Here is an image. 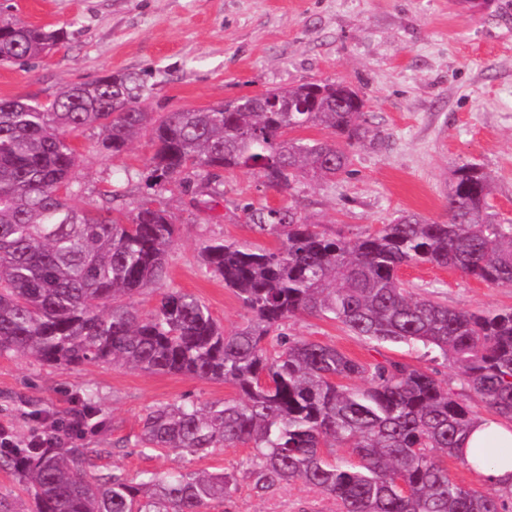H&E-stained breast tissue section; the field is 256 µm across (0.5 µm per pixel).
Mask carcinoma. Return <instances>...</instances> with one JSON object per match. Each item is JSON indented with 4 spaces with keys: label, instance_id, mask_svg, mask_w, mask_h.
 Returning <instances> with one entry per match:
<instances>
[{
    "label": "carcinoma",
    "instance_id": "obj_1",
    "mask_svg": "<svg viewBox=\"0 0 512 512\" xmlns=\"http://www.w3.org/2000/svg\"><path fill=\"white\" fill-rule=\"evenodd\" d=\"M69 36L1 17L0 62L29 65ZM148 93L140 75L117 71L49 101L0 99V355L232 384L234 399L150 410L135 446L199 455L250 444L247 474L258 496L301 481L340 512H512L511 484L479 492L448 476L443 458L477 471L499 449L466 457L462 441L481 418L435 373L361 363L286 332L289 319L306 314L370 340L421 346L451 361L469 391L512 421V308L451 309L417 296L399 275L430 263L512 286V222L493 211L490 176L473 164L454 169L446 223L403 214L352 239L325 236L292 205L246 203L244 222L279 247L217 240L201 256L238 294L247 322L227 334L200 298L179 290L142 315L131 299L166 279L178 235L166 199L172 184L198 210L224 198L225 170H255L264 186L294 190L310 176L346 172L369 133L364 99L342 82H303L157 118L142 107ZM89 127L114 157L150 135L151 193L126 212L72 202L80 188L71 136ZM314 127L346 147L293 136ZM94 414L89 395L68 418L32 404L26 417L53 433L0 447V466L30 484L35 512H203L236 492L232 473L167 471L138 483L92 473L87 449L71 442Z\"/></svg>",
    "mask_w": 512,
    "mask_h": 512
}]
</instances>
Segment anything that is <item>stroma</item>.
Returning a JSON list of instances; mask_svg holds the SVG:
<instances>
[{"label": "stroma", "mask_w": 512, "mask_h": 512, "mask_svg": "<svg viewBox=\"0 0 512 512\" xmlns=\"http://www.w3.org/2000/svg\"><path fill=\"white\" fill-rule=\"evenodd\" d=\"M4 11L28 24L66 28L71 38L29 67L0 64V99L43 101L118 70L147 74L154 90L142 106L160 115L304 81H344L364 96L371 136L335 180L309 181L290 193L236 169L225 173L224 200L209 215L191 208L180 188L170 192L179 235L164 285L198 296L225 331L237 329L248 314L223 280L206 273L202 246L214 239L279 244L250 230L243 204L295 202L310 223L336 239L376 230L407 213L443 223L452 172L471 163L491 175V203L512 219V0H484L470 16L459 13L455 0H0ZM98 139L94 130L72 139L80 153L76 201L92 208L118 189L120 207L132 208L146 196L149 141L140 137L114 157L97 149ZM401 276L418 295H437L457 310L512 307V288L451 269L411 264ZM288 333L361 362L401 361L460 387L453 364L432 360L420 348L365 340L331 320L302 315L289 321ZM88 393L95 396L99 426L78 445L91 450L95 472L137 481L167 470L235 473L233 498L208 504L205 512L338 510L335 500L299 481L256 496L244 474V445L203 457L136 447L141 420L154 407L232 399V385L0 355V428L16 437H26L31 427L23 416L29 404L63 416Z\"/></svg>", "instance_id": "1"}]
</instances>
